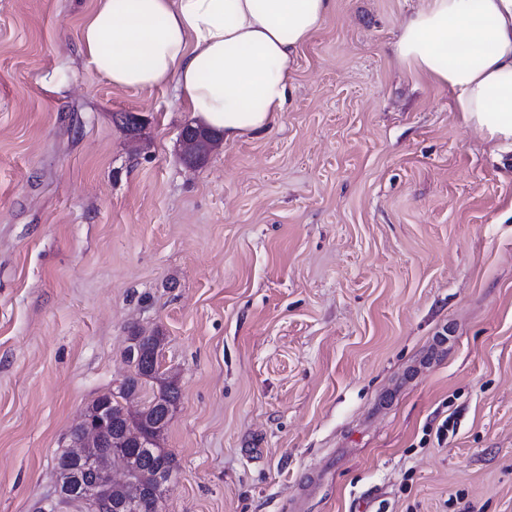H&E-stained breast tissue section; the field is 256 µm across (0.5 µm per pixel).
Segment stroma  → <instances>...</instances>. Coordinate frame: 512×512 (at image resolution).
<instances>
[{
    "instance_id": "35a3bbf8",
    "label": "stroma",
    "mask_w": 512,
    "mask_h": 512,
    "mask_svg": "<svg viewBox=\"0 0 512 512\" xmlns=\"http://www.w3.org/2000/svg\"><path fill=\"white\" fill-rule=\"evenodd\" d=\"M94 0H0V512L160 333L161 512H512V154L335 0L272 130L198 164L173 87L78 50ZM140 122L128 131L123 118Z\"/></svg>"
}]
</instances>
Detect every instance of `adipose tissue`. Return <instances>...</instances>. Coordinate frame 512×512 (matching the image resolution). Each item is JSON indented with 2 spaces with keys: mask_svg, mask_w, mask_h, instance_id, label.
<instances>
[{
  "mask_svg": "<svg viewBox=\"0 0 512 512\" xmlns=\"http://www.w3.org/2000/svg\"><path fill=\"white\" fill-rule=\"evenodd\" d=\"M333 0H95L79 29L113 87L174 85L193 119L229 141L267 134L295 89L299 50ZM395 53L448 89L496 153L512 151V0H424Z\"/></svg>",
  "mask_w": 512,
  "mask_h": 512,
  "instance_id": "1",
  "label": "adipose tissue"
}]
</instances>
